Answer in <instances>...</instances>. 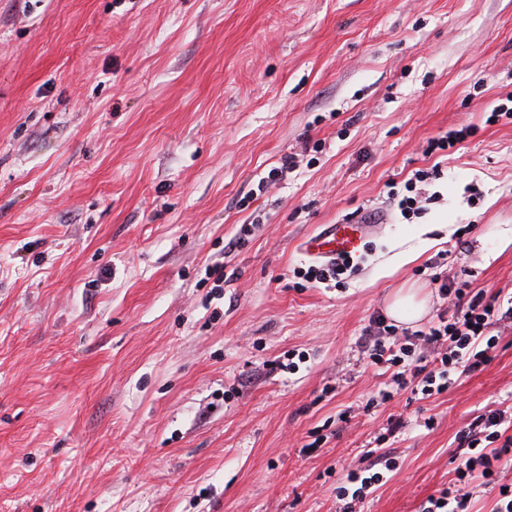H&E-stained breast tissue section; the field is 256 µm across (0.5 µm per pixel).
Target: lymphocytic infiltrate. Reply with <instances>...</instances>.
<instances>
[{
	"mask_svg": "<svg viewBox=\"0 0 512 512\" xmlns=\"http://www.w3.org/2000/svg\"><path fill=\"white\" fill-rule=\"evenodd\" d=\"M443 295L456 299L457 312L439 318L428 329L398 339L392 326L375 319L365 332L364 351L371 363L392 368L398 389L432 396L445 391L458 372L482 370L497 346L489 336L492 325L512 320V297L500 300L483 292L471 291L467 282L453 280L442 284ZM512 413L493 410L474 419L461 439L463 454L457 467V486L432 495L419 512H471L473 480L494 483L500 467L512 465ZM366 467L352 469L339 481L336 498L339 512H355L393 469V459L384 448L368 450Z\"/></svg>",
	"mask_w": 512,
	"mask_h": 512,
	"instance_id": "obj_1",
	"label": "lymphocytic infiltrate"
}]
</instances>
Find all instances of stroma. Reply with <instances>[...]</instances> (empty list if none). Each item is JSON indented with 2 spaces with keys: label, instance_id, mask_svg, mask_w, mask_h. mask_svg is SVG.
Listing matches in <instances>:
<instances>
[{
  "label": "stroma",
  "instance_id": "stroma-1",
  "mask_svg": "<svg viewBox=\"0 0 512 512\" xmlns=\"http://www.w3.org/2000/svg\"><path fill=\"white\" fill-rule=\"evenodd\" d=\"M509 97L512 0H0V512H336L392 418L357 512L452 485L512 405V325L426 399L360 338L409 289L398 334L452 316L453 275L512 296ZM432 166L440 203L404 220ZM372 211L344 286L295 287L307 237ZM425 311V301L414 291L398 295L388 307V315L395 321L407 323L418 320ZM369 464L364 468L348 470L336 487V500L341 504L339 512H356L355 505L362 502L367 495L386 478V472L393 470V458L387 448H372L365 455Z\"/></svg>",
  "mask_w": 512,
  "mask_h": 512
}]
</instances>
